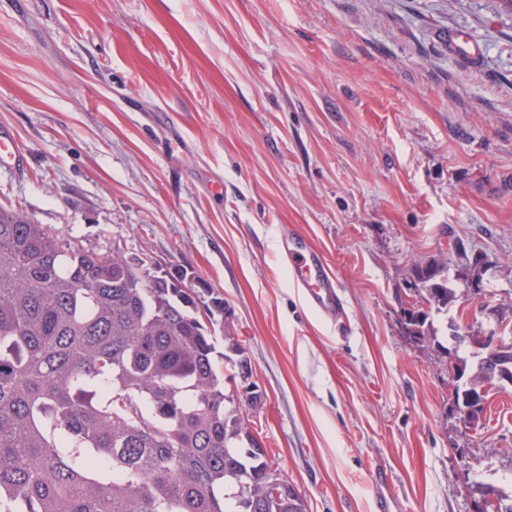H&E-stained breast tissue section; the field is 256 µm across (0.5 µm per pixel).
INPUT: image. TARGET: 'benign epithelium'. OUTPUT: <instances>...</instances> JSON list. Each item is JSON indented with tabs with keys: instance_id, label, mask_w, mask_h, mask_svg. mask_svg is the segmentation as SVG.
Returning <instances> with one entry per match:
<instances>
[{
	"instance_id": "7a95c632",
	"label": "benign epithelium",
	"mask_w": 512,
	"mask_h": 512,
	"mask_svg": "<svg viewBox=\"0 0 512 512\" xmlns=\"http://www.w3.org/2000/svg\"><path fill=\"white\" fill-rule=\"evenodd\" d=\"M504 322H499L496 332L475 334L468 330L461 333V339L473 352L482 357L484 380H472L467 365L453 356H448V371L457 374L467 385L461 401L453 402L452 414L464 427L474 428L484 418L488 397L493 390L512 388V338L503 335ZM473 512H504L502 498L489 487L475 489Z\"/></svg>"
}]
</instances>
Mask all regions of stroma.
<instances>
[{"label": "stroma", "instance_id": "obj_1", "mask_svg": "<svg viewBox=\"0 0 512 512\" xmlns=\"http://www.w3.org/2000/svg\"><path fill=\"white\" fill-rule=\"evenodd\" d=\"M479 49L458 57L452 33ZM0 206L87 248L186 270L244 345L249 420L308 512H472L512 496V389L475 429L451 329L512 319V10L503 0H0ZM317 250L344 313L294 285ZM484 289L414 342L412 267ZM475 495L473 512H498L508 508L503 506L500 495L489 487L476 488Z\"/></svg>", "mask_w": 512, "mask_h": 512}]
</instances>
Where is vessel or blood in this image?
Here are the masks:
<instances>
[{"label":"vessel or blood","mask_w":512,"mask_h":512,"mask_svg":"<svg viewBox=\"0 0 512 512\" xmlns=\"http://www.w3.org/2000/svg\"><path fill=\"white\" fill-rule=\"evenodd\" d=\"M288 264L308 301L327 316H334L342 306L333 276L326 270L320 256L312 251L289 247Z\"/></svg>","instance_id":"1"}]
</instances>
